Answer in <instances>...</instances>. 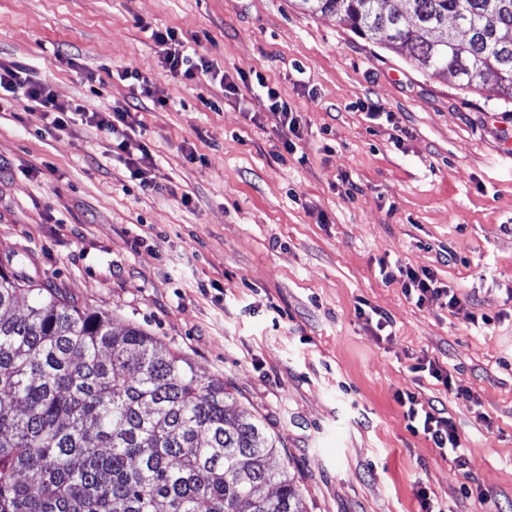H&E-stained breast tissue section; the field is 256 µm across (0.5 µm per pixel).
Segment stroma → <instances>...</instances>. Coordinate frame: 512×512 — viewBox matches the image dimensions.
<instances>
[{"label": "stroma", "instance_id": "obj_1", "mask_svg": "<svg viewBox=\"0 0 512 512\" xmlns=\"http://www.w3.org/2000/svg\"><path fill=\"white\" fill-rule=\"evenodd\" d=\"M144 23L232 89L173 75ZM0 62L86 112L138 103L153 158L140 187L84 115L57 131L0 104V268L223 379L306 512H421L422 489L436 512H512V103L494 82L459 89L295 0H0ZM384 263L434 271L459 310L416 305ZM406 392L445 410L463 467L411 432ZM258 84L262 88H266L267 99L270 102V110L276 115L282 124H287L288 128L292 131L297 129V119L294 112L288 106V102L280 98L279 93L275 88H270L262 75H256Z\"/></svg>", "mask_w": 512, "mask_h": 512}]
</instances>
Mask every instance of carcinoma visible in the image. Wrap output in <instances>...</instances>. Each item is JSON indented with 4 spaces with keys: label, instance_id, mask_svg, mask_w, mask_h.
<instances>
[{
    "label": "carcinoma",
    "instance_id": "1",
    "mask_svg": "<svg viewBox=\"0 0 512 512\" xmlns=\"http://www.w3.org/2000/svg\"><path fill=\"white\" fill-rule=\"evenodd\" d=\"M297 2L512 103V0ZM230 400L140 327L0 269V512H305L276 439Z\"/></svg>",
    "mask_w": 512,
    "mask_h": 512
}]
</instances>
